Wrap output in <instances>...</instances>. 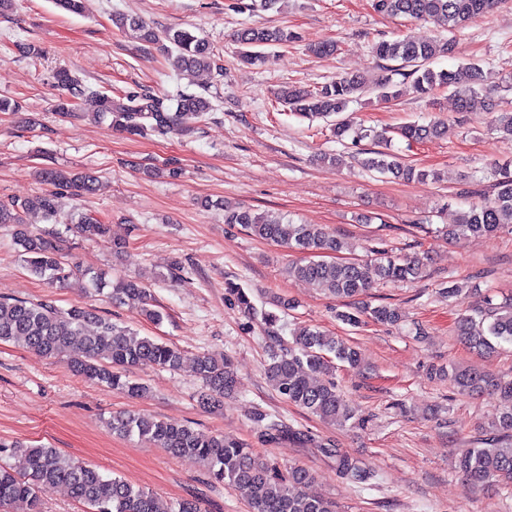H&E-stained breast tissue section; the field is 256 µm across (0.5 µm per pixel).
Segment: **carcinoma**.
<instances>
[{"instance_id":"cac0c4a2","label":"carcinoma","mask_w":512,"mask_h":512,"mask_svg":"<svg viewBox=\"0 0 512 512\" xmlns=\"http://www.w3.org/2000/svg\"><path fill=\"white\" fill-rule=\"evenodd\" d=\"M376 12L430 22L449 31L463 27L469 20L493 11L502 0H372ZM115 24L134 35L140 42L157 45L166 53L178 71L209 70L216 66L215 53L206 41L186 29L156 31L137 18L118 15ZM296 35L280 27H243L236 34L240 45L239 61L248 66L265 64V49L284 45ZM455 51L454 41H415L409 38L382 40L374 52L382 61H395L397 74L412 79L417 92L428 95L436 89L447 88L456 99L457 110H470L475 98L484 89L483 71L477 66H461L455 70L436 71L432 67L440 56ZM56 82L67 91L60 111L67 112L83 96L95 99L97 122L109 125L130 136L146 138L163 136L185 127L190 120H199L213 109L209 98L202 94H182L176 109L165 99L148 92H126L118 97L82 85L66 71L55 76ZM373 94L380 101L397 97L396 85L390 78L368 80L362 75H349L308 89L289 85L276 92V99L295 114L307 118H324L346 111L348 104ZM493 130L512 138V111L497 112L492 119ZM448 133V122L433 118L427 123H409L400 128V136L408 142L437 139ZM375 148L358 152V161L369 172L390 174L403 181L435 178V173L418 169L403 161L388 148H377L383 134L374 130L365 134ZM493 197L468 203L457 223L442 230L447 236L472 235L491 237L506 224H512V170H494ZM43 181L52 186L35 196L22 200L0 201V225L13 226V241L30 273L49 283L67 282L70 278L86 277L76 257L63 253L59 236L46 237L32 232L24 222V214L40 210L46 220L58 222L57 198L67 188L94 190L96 176L81 172L68 178L47 169ZM224 223L239 224L251 235L283 245L304 254V259L289 266L288 274L307 281L337 298L352 299L366 293L377 282L408 281L422 277L423 263L417 256H393L383 251L365 261H327L321 255L339 252L341 242L321 224H295L283 221L278 215L256 213L250 208L224 205ZM77 233L88 239L102 238L107 225L82 216L74 223ZM99 290L110 288L112 300L137 303L153 321L161 318L152 308V295L134 277L111 280L100 272L92 276ZM228 294L247 316L260 315L272 325L277 314L259 311L242 286L229 282ZM366 315L382 324L400 322L398 309L377 305L365 311H338L336 318L350 326L361 323ZM96 330L88 331L89 326ZM457 336L470 349L479 353L496 351L494 342L512 344V301L487 306L457 321ZM21 340L25 345L49 358L65 361L79 377L120 391L131 398L146 393V387L127 376L132 367L148 366L178 371L183 365L180 349L112 321L103 311L93 307L73 305L61 309L50 299H0V341ZM354 367L358 364L356 350L343 340L311 327H303L293 336L288 348L274 354L267 368L269 380L290 403L319 417L328 424L343 425L353 418V412L336 389L333 380L315 379L328 372L331 361L327 354ZM194 373L202 385L198 403L207 408L222 406L224 397L236 389L237 376L230 359L217 360L203 355L194 362ZM436 374L447 377L462 392L498 394L503 408L491 421L498 437L480 447L466 449L456 461L464 485L469 489L491 481L503 488H512V380L504 382L486 371L442 368ZM252 423L268 440L280 439L283 427L267 420L261 411L253 413ZM112 433L123 437L136 436L166 450L173 457H194L204 462L209 475L247 498L250 512H336L335 503L322 496L304 491L312 479L310 470L291 466L279 472L254 456L247 443L224 435H209L195 431L187 424L137 414H118L109 421ZM334 457L336 470L349 482L363 487L373 474L359 466L354 459L331 443L319 445ZM10 459L0 462V512H9L18 502L36 510L42 494L59 486L68 488L73 498L86 512H201L199 502L176 499L161 502L151 491L135 487L127 481L106 475L91 464L75 460L54 448L24 446L18 442L0 443V455Z\"/></svg>"}]
</instances>
